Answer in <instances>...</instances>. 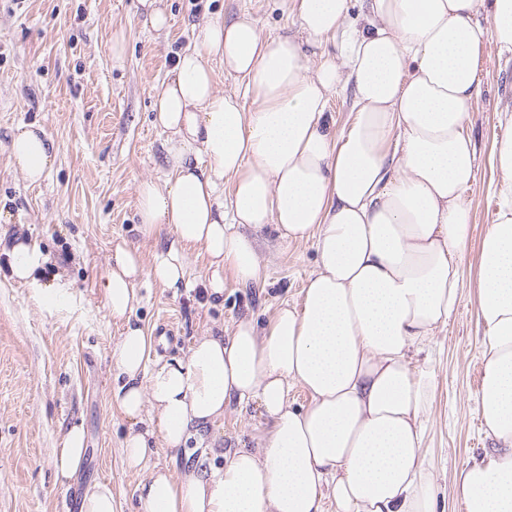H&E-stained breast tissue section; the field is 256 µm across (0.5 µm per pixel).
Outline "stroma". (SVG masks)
I'll list each match as a JSON object with an SVG mask.
<instances>
[{
    "instance_id": "1",
    "label": "stroma",
    "mask_w": 512,
    "mask_h": 512,
    "mask_svg": "<svg viewBox=\"0 0 512 512\" xmlns=\"http://www.w3.org/2000/svg\"><path fill=\"white\" fill-rule=\"evenodd\" d=\"M163 8L169 26L157 31L138 0H0V228L19 231L46 256L40 283L67 295L59 305L41 300L32 286L11 280L0 255V512H78L80 497L99 482L111 485L114 512H141L139 487L148 474L122 461L128 422L110 398L109 371L122 325L108 315L102 288L116 243L138 248L148 261L166 242L144 235L137 216L139 184L168 177L169 135L153 122V97L201 19L246 12L262 33L297 30L282 0H163ZM118 31L125 37L119 61L112 57ZM479 70L481 91L468 119L478 171L464 193L473 231L461 266L462 298L427 344L436 388L425 451L437 512H464L452 475L492 446L474 401L482 369L475 278L496 207L488 158L502 111L512 105V60L489 44ZM23 124L40 127L58 151L34 186L9 161L10 141ZM257 255L268 269L266 283L246 287L225 275L220 302L205 295L206 258L197 248L187 254L189 287L140 281L132 319L153 336L155 357H183L198 337L244 316L267 321L282 303L300 301L316 265L310 243H283L270 230L258 235ZM75 424L85 431V458L74 479L61 482L53 454L60 432ZM266 425L258 404L233 406L206 441L220 452L251 448Z\"/></svg>"
}]
</instances>
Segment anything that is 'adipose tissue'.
Masks as SVG:
<instances>
[{"label": "adipose tissue", "instance_id": "ef3b65f1", "mask_svg": "<svg viewBox=\"0 0 512 512\" xmlns=\"http://www.w3.org/2000/svg\"><path fill=\"white\" fill-rule=\"evenodd\" d=\"M288 7L294 35L262 34L247 13L194 25L192 48L156 94L155 123L171 134L169 177L141 183L137 208L143 233L172 243L148 264L116 244L103 292L123 325L110 367L131 423L124 461L149 473L143 512H435L423 424L436 377L422 352L461 297L472 235L464 192L477 169L468 110L484 46L512 57V0H366L354 31L349 0ZM343 33L339 54L308 67L305 47ZM218 64L235 90L215 91ZM346 89L353 110L337 131L328 102ZM10 158L36 184L56 150L22 125ZM493 168L497 209L475 282L483 364L475 403L494 448L454 474L465 512H512V114ZM270 226L281 241L314 249L301 301L282 304L264 328L244 317L230 334L194 340L187 357L152 363V337L129 319L137 282L187 285L186 252L198 247L212 299L222 298L228 271L263 283L255 235ZM294 385L307 408L289 403ZM252 403L268 422L255 447L179 479L150 468L151 440L185 448L226 408ZM84 452V433L71 426L55 451L57 478L75 476Z\"/></svg>", "mask_w": 512, "mask_h": 512}]
</instances>
